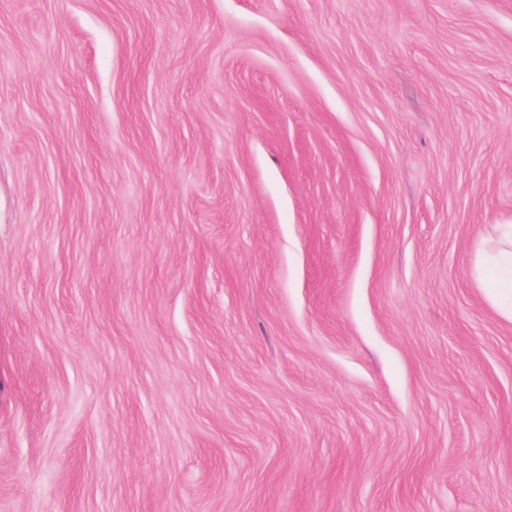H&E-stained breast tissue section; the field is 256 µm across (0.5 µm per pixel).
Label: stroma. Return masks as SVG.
Instances as JSON below:
<instances>
[{
  "label": "stroma",
  "mask_w": 512,
  "mask_h": 512,
  "mask_svg": "<svg viewBox=\"0 0 512 512\" xmlns=\"http://www.w3.org/2000/svg\"><path fill=\"white\" fill-rule=\"evenodd\" d=\"M512 0H0V512H512Z\"/></svg>",
  "instance_id": "35a3bbf8"
}]
</instances>
